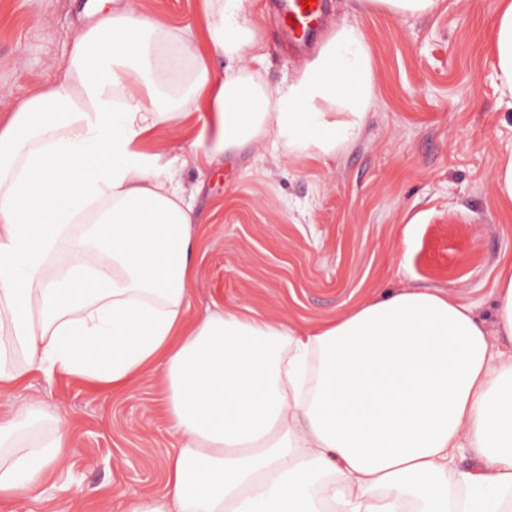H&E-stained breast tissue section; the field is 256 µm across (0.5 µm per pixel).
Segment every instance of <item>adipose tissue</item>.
<instances>
[{"mask_svg":"<svg viewBox=\"0 0 512 512\" xmlns=\"http://www.w3.org/2000/svg\"><path fill=\"white\" fill-rule=\"evenodd\" d=\"M201 8L204 54L132 5L88 0L97 17L61 76L0 125V393L33 373L116 393L161 372L185 443L163 493H114V512H512V265L489 327L437 288L310 329L242 305L191 314L202 237L162 153L142 148L185 114L155 96L189 68L186 101L207 118L186 147L209 163L260 142L336 154L375 95L358 25H336L273 88L238 64L266 55L256 0ZM494 50L512 107V0H499ZM68 446L39 404L0 414V502L38 499ZM463 453L476 467L456 465Z\"/></svg>","mask_w":512,"mask_h":512,"instance_id":"adipose-tissue-1","label":"adipose tissue"}]
</instances>
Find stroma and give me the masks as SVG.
I'll use <instances>...</instances> for the list:
<instances>
[{
    "mask_svg": "<svg viewBox=\"0 0 512 512\" xmlns=\"http://www.w3.org/2000/svg\"><path fill=\"white\" fill-rule=\"evenodd\" d=\"M85 0H0V122L60 75ZM277 0H258L271 87L308 58L282 44ZM495 0H443L433 16L395 18L357 0H325L326 24H358L374 60V100L362 132L335 155L285 159L270 145L219 159L206 172L184 129L157 143L205 231L192 308L244 305L288 325L336 319L365 298L433 287L492 323L494 288L512 262V211L495 173L512 154V109L501 103L492 42ZM145 15L190 32L200 0H135ZM158 374L120 394L64 374L32 375L0 395V413L36 401L69 431L66 461L40 503L13 512H111L109 491L162 492L164 462L181 445L162 407Z\"/></svg>",
    "mask_w": 512,
    "mask_h": 512,
    "instance_id": "35a3bbf8",
    "label": "stroma"
}]
</instances>
